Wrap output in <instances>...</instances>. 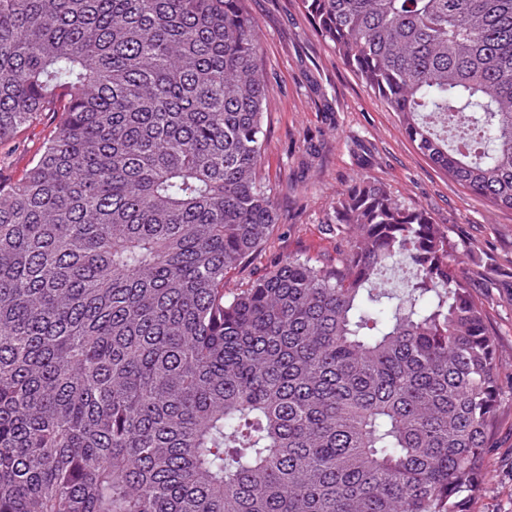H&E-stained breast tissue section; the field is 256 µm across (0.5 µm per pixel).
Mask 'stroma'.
<instances>
[{
    "instance_id": "stroma-1",
    "label": "stroma",
    "mask_w": 512,
    "mask_h": 512,
    "mask_svg": "<svg viewBox=\"0 0 512 512\" xmlns=\"http://www.w3.org/2000/svg\"><path fill=\"white\" fill-rule=\"evenodd\" d=\"M247 6L258 24L270 88L260 174L280 222L250 264L230 274L229 287L246 284L272 259L288 254L335 256L340 241L327 222L336 195L367 176L404 205L427 208L447 230L495 334L501 378L511 381L512 278L496 276L492 269L512 263V210L468 193L432 165L406 136L396 112L318 36L297 0H247ZM58 119V113H42L0 144L1 181L24 176ZM484 471L474 512H512L511 393L502 400Z\"/></svg>"
}]
</instances>
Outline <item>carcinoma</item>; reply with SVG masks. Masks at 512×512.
I'll list each match as a JSON object with an SVG mask.
<instances>
[{"label":"carcinoma","instance_id":"carcinoma-1","mask_svg":"<svg viewBox=\"0 0 512 512\" xmlns=\"http://www.w3.org/2000/svg\"><path fill=\"white\" fill-rule=\"evenodd\" d=\"M463 189L512 210V0H298ZM246 0H0V512H470L504 387L448 231L363 177L279 223ZM404 256V302L382 269ZM59 112H42L33 124L0 144V173L5 183L17 182L42 153L49 134L59 119Z\"/></svg>","mask_w":512,"mask_h":512}]
</instances>
